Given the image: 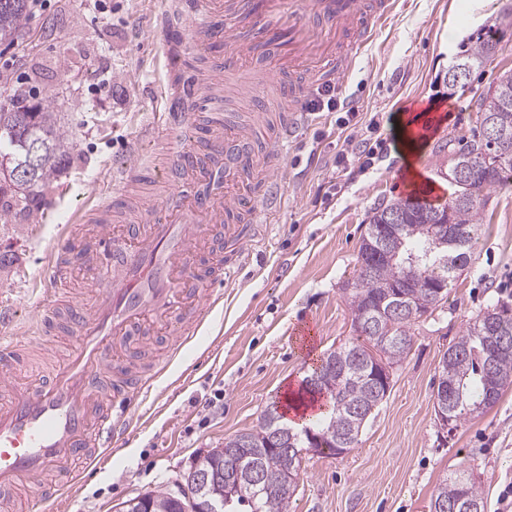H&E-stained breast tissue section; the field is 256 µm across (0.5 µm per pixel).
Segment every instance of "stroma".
Returning a JSON list of instances; mask_svg holds the SVG:
<instances>
[{"mask_svg":"<svg viewBox=\"0 0 512 512\" xmlns=\"http://www.w3.org/2000/svg\"><path fill=\"white\" fill-rule=\"evenodd\" d=\"M162 2L45 0L23 38L0 42V106L50 101L72 143L57 177L41 187L39 209L13 189L0 195V307L14 316L6 339L32 336L34 311L56 302L44 270L60 237L76 229L78 211L94 206L93 188L126 199L156 195L153 178L122 179L119 162L137 148L200 143L195 129L158 126L172 80L171 46L157 34ZM506 8L512 0H398L339 89L354 102L356 131L378 117L382 157L365 172L338 167L341 130L332 114L312 115L296 132L283 153L286 193L261 259L222 283V299L197 335L133 400L124 445L48 476L60 487V512H116L139 493L174 487L207 451L256 428L288 386L353 338L342 285L369 213L402 195L400 122L427 108L439 114L415 165L422 184L447 186L440 165L449 141L470 136L480 96L512 70V25L495 22ZM487 32L499 42L494 62L449 86L461 44ZM15 60L17 74L9 70ZM490 305L512 309V190L491 191L471 264L447 300L412 323L411 347L354 447L342 456L304 455L291 512H429L441 480L462 470L473 475L486 512H503L512 487V387L450 431L433 406L442 354Z\"/></svg>","mask_w":512,"mask_h":512,"instance_id":"stroma-1","label":"stroma"}]
</instances>
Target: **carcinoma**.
<instances>
[{
    "mask_svg": "<svg viewBox=\"0 0 512 512\" xmlns=\"http://www.w3.org/2000/svg\"><path fill=\"white\" fill-rule=\"evenodd\" d=\"M29 2L0 0V42L11 43L18 37ZM496 52L497 44L480 35L461 45L453 68L465 80L486 67ZM478 122L495 127L499 139L473 140L449 150L448 172L460 169L475 174L454 183L447 201L432 206L400 198L371 211L353 277L344 288L357 339L328 351L303 380L306 393L326 396L332 402L330 416L309 426L329 455L334 454L340 437L359 436L387 394L386 387L373 383L375 362L390 369L411 347L414 319L394 317L385 309L396 304L417 312L426 309L436 293L448 296L471 260L480 212L489 192L512 187V70L500 73L481 99ZM34 140L44 145L41 164L27 183L16 184V189L33 201L38 199L37 189L51 180L69 153L68 139L48 102L0 107V175L10 178V183L15 184L13 173L26 163L27 148ZM444 224L460 233L462 243L442 235ZM446 353L442 375L448 381V420L456 428L473 413L492 408L504 389L512 386V315L496 306L479 311ZM307 431L290 427L273 406L262 413L256 428L224 441V446L198 459L197 470L212 473L215 482L210 488L222 494L225 463L233 449L249 446L252 456L243 467L261 468L269 465L267 445L272 443V434L279 435L280 447L300 451L310 446ZM293 494L292 489L260 494L246 490L232 505H246L251 512H290ZM140 499L153 505V512H188L190 508L205 512L206 500L187 478L175 492L158 488ZM464 501L483 505L475 482L460 475L439 484L431 505L442 503L447 512H463Z\"/></svg>",
    "mask_w": 512,
    "mask_h": 512,
    "instance_id": "cac0c4a2",
    "label": "carcinoma"
}]
</instances>
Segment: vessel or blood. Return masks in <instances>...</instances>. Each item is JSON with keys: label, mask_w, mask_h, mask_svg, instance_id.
Wrapping results in <instances>:
<instances>
[{"label": "vessel or blood", "mask_w": 512, "mask_h": 512, "mask_svg": "<svg viewBox=\"0 0 512 512\" xmlns=\"http://www.w3.org/2000/svg\"><path fill=\"white\" fill-rule=\"evenodd\" d=\"M280 0H185L180 27L160 25L164 39L195 42L224 40L233 53L224 61L226 83L241 98L265 91L280 75H295L283 85L288 110L280 116L277 143L254 151L231 183L250 181L251 195L226 193L223 200L202 198L199 183L208 179L212 162L193 147L172 149L160 172L168 186L162 198L138 206L133 224L98 225L94 237L104 276L79 279L69 254L78 240L62 237L47 265L48 279L65 297V316L40 309L34 321L40 332L31 347L53 356L55 330L69 336L71 354L47 376L23 381L18 367L22 348L0 341V496L24 484H39L48 472L74 459H92L100 449L122 446L130 426L131 402L147 393L169 360L151 354L129 355L126 346L144 335L163 331L171 350L195 336L220 301L217 287L231 274L223 254L203 253L212 228L222 227L237 261L250 259L261 237L259 223L241 224L238 214L274 206L273 192L283 189L286 170L282 143L308 120L307 97L316 83L300 82L316 52L331 56L346 47L358 55L372 43L380 24L393 12L395 0H377L369 14L365 0H301L299 17L273 25ZM180 82L167 89L163 119L173 128L188 127L192 110L208 103L210 84L182 73L181 57L167 56ZM256 108L232 136L247 140L268 120ZM92 295L91 302L70 299L73 286Z\"/></svg>", "instance_id": "b4317fda"}]
</instances>
